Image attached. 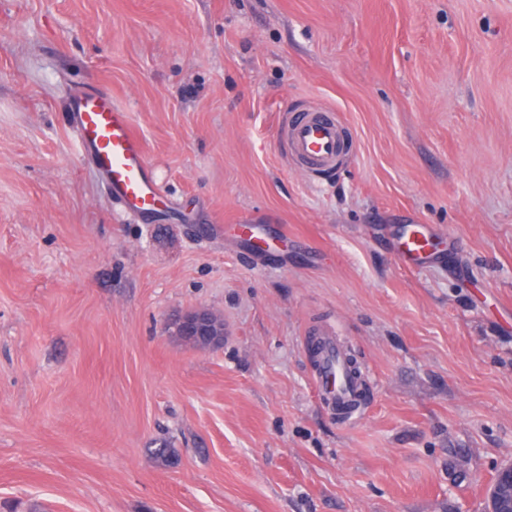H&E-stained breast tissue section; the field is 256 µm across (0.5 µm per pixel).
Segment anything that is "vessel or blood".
I'll return each mask as SVG.
<instances>
[{"instance_id":"obj_1","label":"vessel or blood","mask_w":512,"mask_h":512,"mask_svg":"<svg viewBox=\"0 0 512 512\" xmlns=\"http://www.w3.org/2000/svg\"><path fill=\"white\" fill-rule=\"evenodd\" d=\"M68 118L77 135L80 153L89 161L114 200L133 216L146 218L162 212L165 199L150 173L142 141L128 112L115 104L109 92L87 87L71 93ZM287 160L308 177L323 179L336 172L352 148L338 113L308 105L291 110L280 130ZM434 230L424 224L403 225L395 251L406 263L431 260ZM319 366L313 376L329 408L357 399L361 385L348 372L345 353L329 333H320Z\"/></svg>"}]
</instances>
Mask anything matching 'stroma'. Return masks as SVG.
<instances>
[{"label": "stroma", "instance_id": "35a3bbf8", "mask_svg": "<svg viewBox=\"0 0 512 512\" xmlns=\"http://www.w3.org/2000/svg\"><path fill=\"white\" fill-rule=\"evenodd\" d=\"M93 82L156 216L79 153ZM308 103L353 141L319 186L280 140ZM407 223L444 258L402 262ZM198 307L220 348L168 329ZM320 326L356 418L313 385ZM508 463L512 0H0V512H487ZM68 113L80 153L114 200L135 217L161 213L168 204L157 191L128 112L112 101V94L93 87L77 90L69 97ZM262 224L252 223L251 221H246L243 224H228L224 230H233L235 234L242 236H248L250 240H254L255 244L253 245L254 251L257 254H262L266 251L265 246L267 248L270 247L267 237L262 233V229L260 227Z\"/></svg>", "mask_w": 512, "mask_h": 512}]
</instances>
